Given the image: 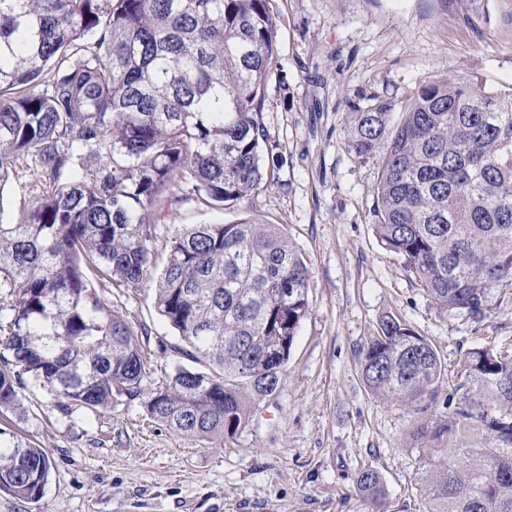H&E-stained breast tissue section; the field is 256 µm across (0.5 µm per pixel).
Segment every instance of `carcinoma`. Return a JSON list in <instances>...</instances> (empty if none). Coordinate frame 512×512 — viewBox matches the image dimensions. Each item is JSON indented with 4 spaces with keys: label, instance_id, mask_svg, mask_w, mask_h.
<instances>
[{
    "label": "carcinoma",
    "instance_id": "carcinoma-1",
    "mask_svg": "<svg viewBox=\"0 0 512 512\" xmlns=\"http://www.w3.org/2000/svg\"><path fill=\"white\" fill-rule=\"evenodd\" d=\"M268 2L0 0V184L14 179L25 200L15 220L0 206V408L30 388L92 413L140 394L138 333L93 281L140 287L159 239L155 303L197 367L176 366L150 417L186 438L231 437L280 388L309 311L283 225L158 230L179 190L222 209L273 176ZM347 123L351 152L379 168L374 233L436 307L474 320L512 307V88L436 80ZM359 370L373 396L411 410L426 512H512V354L468 352L444 415L441 357L406 323L381 318ZM52 469L47 449L0 443V491L35 502ZM357 487L385 494L371 468Z\"/></svg>",
    "mask_w": 512,
    "mask_h": 512
}]
</instances>
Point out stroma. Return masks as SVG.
<instances>
[{"label":"stroma","mask_w":512,"mask_h":512,"mask_svg":"<svg viewBox=\"0 0 512 512\" xmlns=\"http://www.w3.org/2000/svg\"><path fill=\"white\" fill-rule=\"evenodd\" d=\"M277 57L263 123L279 145L275 179L224 209L177 200L179 224L231 223L243 213L284 225L308 270L309 312L274 395L234 437L186 439L149 419L147 395L182 364L181 340L137 292L98 285L141 334L142 392L89 412L35 390L0 411L16 441L46 448L54 469L40 501L0 492V512H426L406 446L407 406L373 397L359 352L383 316L427 337L454 378L464 354L512 353V308L481 322L444 314L381 246L373 224L377 168L348 148L347 116L377 97L401 102L445 75L496 91L512 86V25L502 0H270ZM385 495L357 489L363 468ZM357 487L371 502H377L385 494L379 473L371 468L362 470L357 478Z\"/></svg>","instance_id":"35a3bbf8"}]
</instances>
